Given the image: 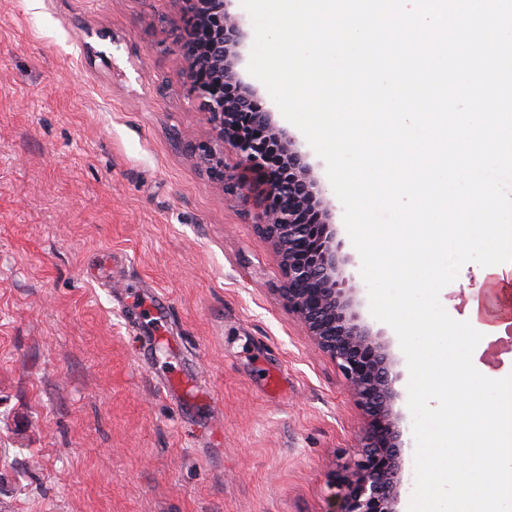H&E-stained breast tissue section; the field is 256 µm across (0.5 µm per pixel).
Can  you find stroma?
<instances>
[{"mask_svg":"<svg viewBox=\"0 0 512 512\" xmlns=\"http://www.w3.org/2000/svg\"><path fill=\"white\" fill-rule=\"evenodd\" d=\"M187 15L185 0H0V512H334L365 432L281 297L254 209L190 151L213 132L175 53ZM335 224L412 442L406 357ZM480 273L442 289L453 319L486 297ZM473 364L512 374V325Z\"/></svg>","mask_w":512,"mask_h":512,"instance_id":"stroma-1","label":"stroma"}]
</instances>
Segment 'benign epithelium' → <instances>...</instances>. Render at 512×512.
Returning a JSON list of instances; mask_svg holds the SVG:
<instances>
[{"label":"benign epithelium","mask_w":512,"mask_h":512,"mask_svg":"<svg viewBox=\"0 0 512 512\" xmlns=\"http://www.w3.org/2000/svg\"><path fill=\"white\" fill-rule=\"evenodd\" d=\"M186 2H198L204 11L177 54L188 65L216 141L240 162V171L231 175L213 166L212 176L224 194L256 208V224L280 257L288 311L337 363L368 418L363 446L338 483L337 512H398L405 456L394 409L398 376L389 348L354 309L332 208L301 144L277 125L273 113L253 108L254 93L246 87L236 98L224 92L225 83H239L242 22L226 11V0Z\"/></svg>","instance_id":"obj_1"}]
</instances>
